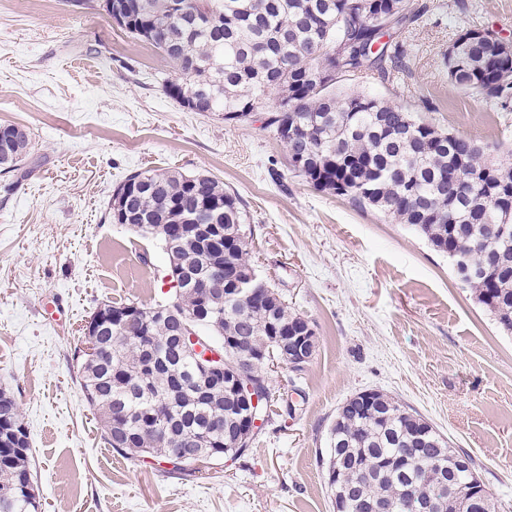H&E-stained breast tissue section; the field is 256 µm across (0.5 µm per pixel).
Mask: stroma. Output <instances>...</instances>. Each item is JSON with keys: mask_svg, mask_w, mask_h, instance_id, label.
<instances>
[{"mask_svg": "<svg viewBox=\"0 0 512 512\" xmlns=\"http://www.w3.org/2000/svg\"><path fill=\"white\" fill-rule=\"evenodd\" d=\"M409 72L340 82L409 108L512 163V109L459 91L442 65L460 28L512 40V0H427ZM167 61L97 0H0V125L30 137L32 173L0 172V389L17 401L41 512H334L319 459L338 407L387 393L476 460L512 512V334L409 225L290 172L263 113L225 122L169 97ZM223 182L246 214L250 264L314 327L299 371L269 373V418L249 447L191 477L108 448L84 397L83 326L108 302H168L160 242L112 221L132 173Z\"/></svg>", "mask_w": 512, "mask_h": 512, "instance_id": "1", "label": "stroma"}]
</instances>
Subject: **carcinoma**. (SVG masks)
<instances>
[{"mask_svg": "<svg viewBox=\"0 0 512 512\" xmlns=\"http://www.w3.org/2000/svg\"><path fill=\"white\" fill-rule=\"evenodd\" d=\"M428 11L419 0H112L109 16L171 65L165 92L192 112H220L240 122L267 111L264 129L288 150L292 171L313 188L347 197L409 224L442 254L475 247L477 272L463 283L512 331V163L493 162L476 144L417 118L406 107L365 93L338 94L336 83L316 77L338 68H365L382 80L410 69L407 34ZM469 26L444 55L450 80L466 93L506 109L512 106V49L473 39ZM342 51L336 52V44ZM28 135L0 127V167L21 171ZM112 219L176 249L190 276L174 298L146 307L109 303L114 313L133 311L100 336L105 348L78 355L81 389L92 395L103 439L132 458L167 461L181 449L205 448L203 463L235 458L226 437L236 433L238 411L229 394L210 396L190 383L195 366L177 360L179 325L213 333L233 358L257 350L277 354L275 337L305 328L307 320L264 288L249 298L215 297L204 306L200 282L253 271L247 261L245 214L238 196L203 175L145 170L118 186ZM224 415V433L209 428ZM422 417L388 395L347 400L329 428L327 456L340 461L337 483L347 489L338 512H370L385 498L394 512H420L448 501L461 487L456 463L476 468L472 455L445 439L417 448ZM125 426L129 435L117 436ZM29 437L13 396L0 392V512H38ZM415 467L390 469L399 456Z\"/></svg>", "mask_w": 512, "mask_h": 512, "instance_id": "1", "label": "carcinoma"}]
</instances>
